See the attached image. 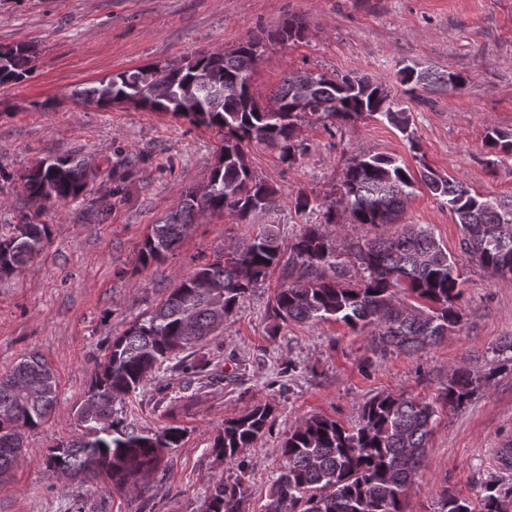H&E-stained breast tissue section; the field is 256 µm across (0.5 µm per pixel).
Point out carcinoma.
Wrapping results in <instances>:
<instances>
[{"label": "carcinoma", "instance_id": "obj_1", "mask_svg": "<svg viewBox=\"0 0 512 512\" xmlns=\"http://www.w3.org/2000/svg\"><path fill=\"white\" fill-rule=\"evenodd\" d=\"M302 22L286 18L267 36H255L233 51L204 54L183 65H157L118 73L75 97L100 107L130 104L151 112L172 113L224 135L217 163L202 194L189 192L183 202L151 225L141 259L160 264L176 250L200 210L251 213L270 206L272 188L253 181L246 147L266 142L295 159L299 98L308 113L342 121L380 117L405 135L410 147L409 115L389 99L383 82L368 76L332 78L307 71L291 73L268 106L251 92V72L268 41L299 37ZM31 47H0V85L20 83L34 70ZM401 82L410 98L435 84L460 89L466 77L405 66ZM487 147L512 155V135L487 132ZM97 170L78 158L42 160L23 176L25 191L36 204L77 201ZM443 199L461 226L460 250L470 260L502 278L512 275V200L482 198L462 183L431 168L412 172L396 156L359 155L346 167L336 206L324 212L336 223V208L352 224L394 225L386 237H375L347 249L332 248L319 224H305L287 247L265 228L247 239L235 256L218 258L181 277L166 298L120 336H108L103 357L85 399L76 409L85 435L49 450L45 465L53 474L98 482L131 496L157 470L182 430L171 426L145 433L117 417L115 406L157 377L167 363L193 377L205 367L191 349L224 327L246 294L280 269L285 281L274 297L273 318L288 322H342L352 329H372L381 353L414 354L441 342L461 322L456 306L461 294L456 260L427 224H402L408 200L419 186ZM39 210L20 215L19 223L0 230V276L10 275L38 257L48 226ZM359 266L361 280L344 281L348 264ZM403 291L425 306L408 304ZM468 368H457L440 396L444 405L462 406L478 387ZM58 404L57 380L38 353L19 358L0 373V481L25 460V430L45 424ZM273 407L259 403L245 414L224 421L213 438L212 453L239 462L241 474L214 482L205 512H242L248 498L242 454L272 430ZM435 407L412 396L377 395L366 401L358 423L346 427L323 416L306 418L280 445L283 465L262 512H406L405 500L424 458ZM439 512H512V489L495 481L485 484L477 505L444 490Z\"/></svg>", "mask_w": 512, "mask_h": 512}]
</instances>
